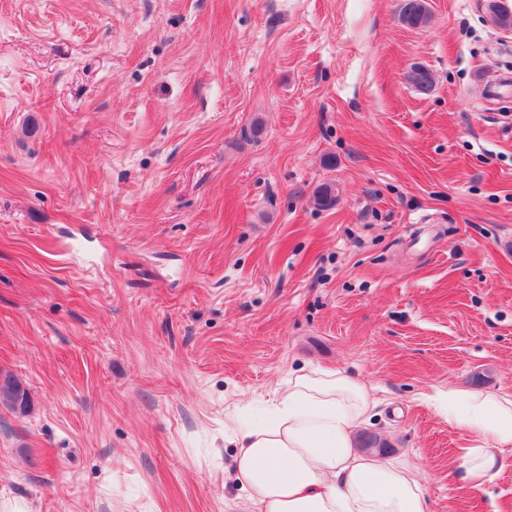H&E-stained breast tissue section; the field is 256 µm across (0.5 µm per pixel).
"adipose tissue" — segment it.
I'll return each mask as SVG.
<instances>
[{
  "label": "adipose tissue",
  "instance_id": "obj_1",
  "mask_svg": "<svg viewBox=\"0 0 512 512\" xmlns=\"http://www.w3.org/2000/svg\"><path fill=\"white\" fill-rule=\"evenodd\" d=\"M424 400L468 434L458 481L469 491L483 489L512 448V395L437 387ZM375 406L367 382L300 368L263 410L234 412V478L254 512H431L416 466L358 448L357 433Z\"/></svg>",
  "mask_w": 512,
  "mask_h": 512
}]
</instances>
